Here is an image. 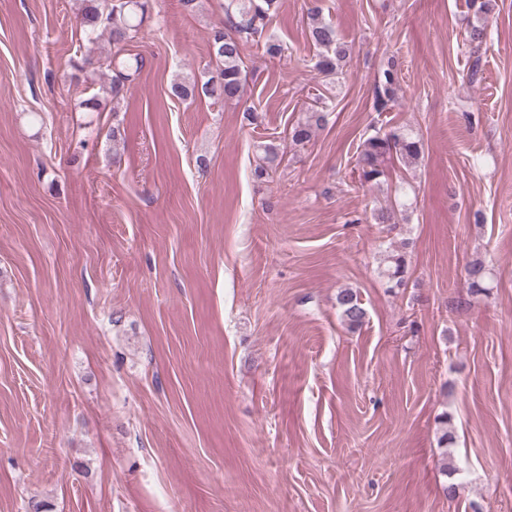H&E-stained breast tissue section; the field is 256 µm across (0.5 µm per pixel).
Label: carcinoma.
Masks as SVG:
<instances>
[{
  "instance_id": "obj_1",
  "label": "carcinoma",
  "mask_w": 512,
  "mask_h": 512,
  "mask_svg": "<svg viewBox=\"0 0 512 512\" xmlns=\"http://www.w3.org/2000/svg\"><path fill=\"white\" fill-rule=\"evenodd\" d=\"M151 0H80L78 21L88 36L107 35L112 44V53L96 59L99 67L108 71L110 79L102 91L114 98L119 97L133 76L144 67L140 55L127 54V46L139 34L142 23L150 8ZM277 0H225L224 20L212 29L209 37L210 55L221 64L219 81H188L177 78L171 84V93L181 100H190L201 94L226 101H238L244 94L242 81L241 51L243 42L254 41L265 36L270 11ZM487 22L471 24L467 32L470 45L478 48L487 38ZM309 40L318 49L315 69L325 76H335L343 70L351 57V48L340 41L336 29L311 14L308 30ZM396 62H391L379 75L375 85L374 106L382 112L396 101L399 88ZM325 122L324 113L311 109L306 121L292 128L291 138L303 143L311 138L313 131ZM423 153V143L412 131H376L365 138L359 146L356 173L360 185L377 183L387 175V168L393 160L406 166L416 163ZM410 255L408 244L385 251L380 275L392 288L406 285L409 273ZM490 269L481 258L470 261L465 268L467 295L477 296L489 290ZM340 319L348 330L354 331L366 320L367 312L358 293L352 288H342L336 296Z\"/></svg>"
}]
</instances>
